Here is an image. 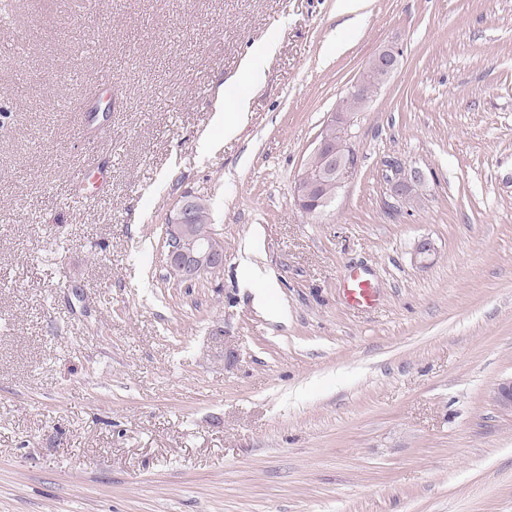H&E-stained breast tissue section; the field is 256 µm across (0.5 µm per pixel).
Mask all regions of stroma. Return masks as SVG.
<instances>
[{
    "instance_id": "35a3bbf8",
    "label": "stroma",
    "mask_w": 512,
    "mask_h": 512,
    "mask_svg": "<svg viewBox=\"0 0 512 512\" xmlns=\"http://www.w3.org/2000/svg\"><path fill=\"white\" fill-rule=\"evenodd\" d=\"M360 15L346 30L336 0L0 14V512H512V413L493 400L512 377V0ZM384 46L399 66L311 218L293 185ZM105 69L111 90L92 92ZM241 97L225 138L211 119ZM92 154L105 188L71 181ZM392 158L424 176L398 209ZM187 196L224 243L223 269L192 281L169 274L161 233ZM246 258L275 278L266 302ZM351 269L373 306L344 300ZM271 53L270 44L257 46L243 61L241 78L251 85L259 83L264 77V64Z\"/></svg>"
}]
</instances>
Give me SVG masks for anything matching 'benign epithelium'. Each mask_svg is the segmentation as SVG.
I'll use <instances>...</instances> for the list:
<instances>
[{
    "label": "benign epithelium",
    "mask_w": 512,
    "mask_h": 512,
    "mask_svg": "<svg viewBox=\"0 0 512 512\" xmlns=\"http://www.w3.org/2000/svg\"><path fill=\"white\" fill-rule=\"evenodd\" d=\"M399 57L400 51L390 47L375 52L343 100L355 105L357 110H363L373 93L366 89L369 77L378 73L388 79L397 68ZM355 111L341 106L329 113L326 127L332 134L323 132L318 136L305 162V170L294 185V202L303 212H316L321 204L320 189L324 183L332 182L341 187L345 174L353 167L348 127ZM420 179L422 175L418 173L411 179L395 182L392 197L398 202L403 201ZM167 230L170 246L166 261L173 274L191 280L224 267V245L212 233L201 231L194 224L191 199L182 201ZM493 399L503 410L512 412V377L499 384Z\"/></svg>",
    "instance_id": "7a95c632"
}]
</instances>
